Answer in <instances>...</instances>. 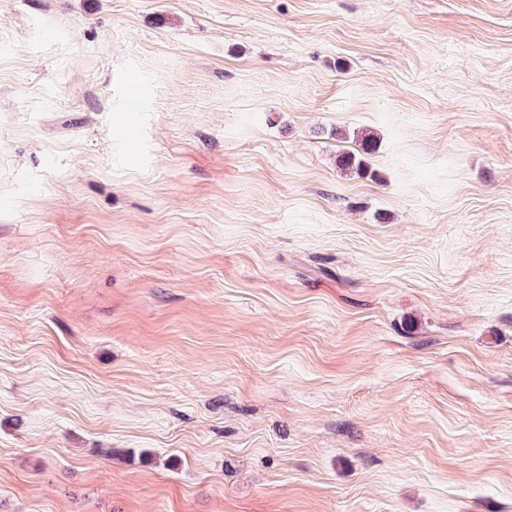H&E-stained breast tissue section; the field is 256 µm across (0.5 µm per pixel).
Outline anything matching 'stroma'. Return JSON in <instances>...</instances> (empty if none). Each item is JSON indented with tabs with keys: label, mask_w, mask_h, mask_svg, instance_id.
Segmentation results:
<instances>
[{
	"label": "stroma",
	"mask_w": 512,
	"mask_h": 512,
	"mask_svg": "<svg viewBox=\"0 0 512 512\" xmlns=\"http://www.w3.org/2000/svg\"><path fill=\"white\" fill-rule=\"evenodd\" d=\"M0 512H512V0H0ZM357 148L340 152L336 156L338 167L344 170L356 171L362 174L367 171L364 155L372 154L376 149V138L370 135H360L356 138Z\"/></svg>",
	"instance_id": "obj_1"
}]
</instances>
